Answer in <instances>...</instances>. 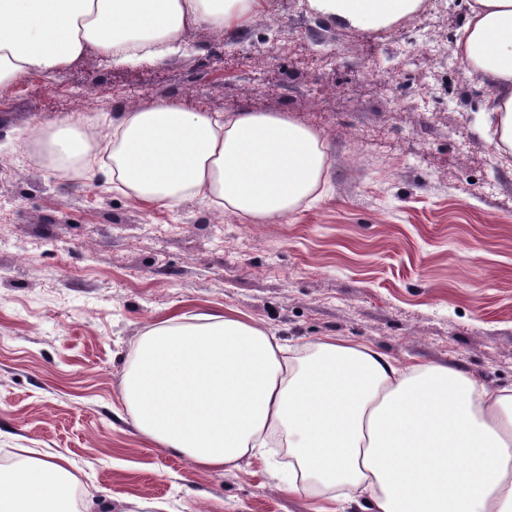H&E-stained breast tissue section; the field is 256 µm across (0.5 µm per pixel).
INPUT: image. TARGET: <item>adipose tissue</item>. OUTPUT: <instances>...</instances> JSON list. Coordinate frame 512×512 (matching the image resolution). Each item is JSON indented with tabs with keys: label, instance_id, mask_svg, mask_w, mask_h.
<instances>
[{
	"label": "adipose tissue",
	"instance_id": "adipose-tissue-1",
	"mask_svg": "<svg viewBox=\"0 0 512 512\" xmlns=\"http://www.w3.org/2000/svg\"><path fill=\"white\" fill-rule=\"evenodd\" d=\"M366 30L413 17L422 0H309ZM264 0H0V85L51 73L97 46L165 57L189 24L241 28ZM490 89L483 134L512 152V0H469L453 40ZM95 124L53 125L43 151L59 170L110 177L146 202L189 196L264 223L314 198L328 171L321 136L275 114L191 112L162 99L112 120L108 164ZM133 426L199 469L221 471L287 448L289 490L366 494L373 512H512V388L488 390L443 364L403 365L338 336L303 347L236 312L172 315L139 339L122 384ZM68 459L26 450L0 468V512H77Z\"/></svg>",
	"mask_w": 512,
	"mask_h": 512
}]
</instances>
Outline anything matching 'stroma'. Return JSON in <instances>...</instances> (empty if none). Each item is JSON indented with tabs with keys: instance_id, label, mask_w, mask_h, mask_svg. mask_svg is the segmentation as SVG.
I'll use <instances>...</instances> for the list:
<instances>
[{
	"instance_id": "stroma-1",
	"label": "stroma",
	"mask_w": 512,
	"mask_h": 512,
	"mask_svg": "<svg viewBox=\"0 0 512 512\" xmlns=\"http://www.w3.org/2000/svg\"><path fill=\"white\" fill-rule=\"evenodd\" d=\"M467 0H424L391 29L267 0L186 52L118 64L96 46L0 86V467L21 449L71 462L80 512H371L283 491L261 459L201 470L132 425L135 343L176 313L232 310L289 345L341 336L405 364L512 387V153L479 128L488 94L450 38ZM277 113L319 133L326 192L253 224L187 198L147 203L65 177L26 149L50 124L181 99Z\"/></svg>"
}]
</instances>
